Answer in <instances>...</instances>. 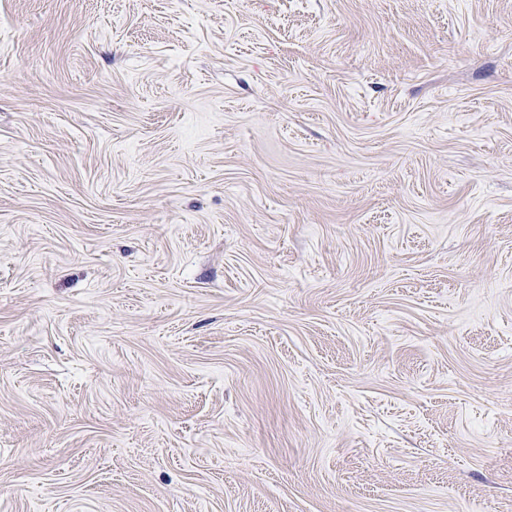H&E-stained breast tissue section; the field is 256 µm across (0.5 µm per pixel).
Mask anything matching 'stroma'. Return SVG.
I'll return each instance as SVG.
<instances>
[{
  "instance_id": "obj_1",
  "label": "stroma",
  "mask_w": 512,
  "mask_h": 512,
  "mask_svg": "<svg viewBox=\"0 0 512 512\" xmlns=\"http://www.w3.org/2000/svg\"><path fill=\"white\" fill-rule=\"evenodd\" d=\"M512 512V0H0V512Z\"/></svg>"
}]
</instances>
